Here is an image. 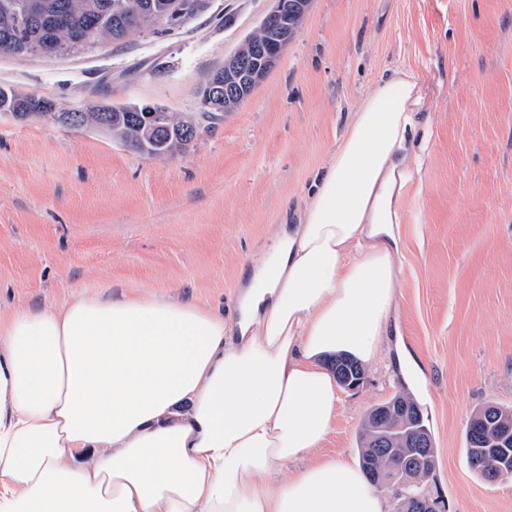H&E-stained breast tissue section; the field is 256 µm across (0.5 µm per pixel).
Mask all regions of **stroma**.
Segmentation results:
<instances>
[{"mask_svg":"<svg viewBox=\"0 0 512 512\" xmlns=\"http://www.w3.org/2000/svg\"><path fill=\"white\" fill-rule=\"evenodd\" d=\"M271 7L206 0L179 25L81 54L2 56L0 87L60 112L109 102L190 115ZM394 68L423 98L391 321L400 349L342 391L318 453L358 458L367 413L406 391L428 419L447 512H512V479L481 478L465 452L476 410L512 406V0H311L239 109L166 156L0 115V314L78 292L231 309L274 226L296 223L349 113Z\"/></svg>","mask_w":512,"mask_h":512,"instance_id":"obj_1","label":"stroma"}]
</instances>
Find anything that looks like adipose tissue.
Here are the masks:
<instances>
[{
	"label": "adipose tissue",
	"instance_id": "adipose-tissue-1",
	"mask_svg": "<svg viewBox=\"0 0 512 512\" xmlns=\"http://www.w3.org/2000/svg\"><path fill=\"white\" fill-rule=\"evenodd\" d=\"M421 103L402 69L363 98L236 317L85 294L0 317V512H387L314 452L328 359L370 364L388 334Z\"/></svg>",
	"mask_w": 512,
	"mask_h": 512
}]
</instances>
